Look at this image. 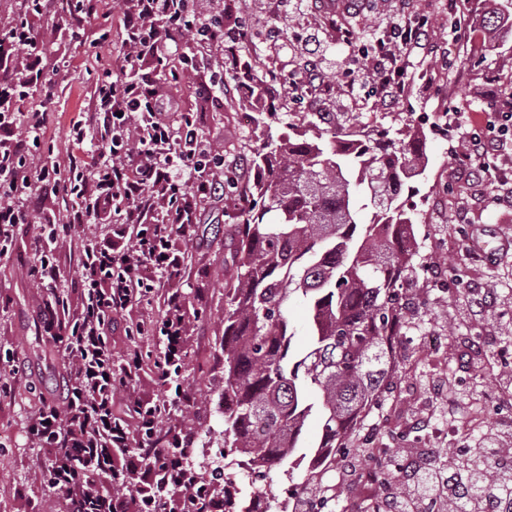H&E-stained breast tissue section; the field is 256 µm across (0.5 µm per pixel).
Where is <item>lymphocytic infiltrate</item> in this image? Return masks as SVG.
Returning a JSON list of instances; mask_svg holds the SVG:
<instances>
[{
    "instance_id": "f902f5d3",
    "label": "lymphocytic infiltrate",
    "mask_w": 512,
    "mask_h": 512,
    "mask_svg": "<svg viewBox=\"0 0 512 512\" xmlns=\"http://www.w3.org/2000/svg\"><path fill=\"white\" fill-rule=\"evenodd\" d=\"M123 44L120 79L104 71L97 79L94 112L87 123L73 129L76 142L94 134L92 160L69 157L50 164L35 160L30 136L42 129L43 113L18 120L11 108L22 100L34 79L35 62L46 37L34 34L28 22L0 20V31L13 46L26 48L23 60L5 67L0 78V242H8L18 225L35 224L40 234L66 242L75 224L87 232L77 252L79 288L83 304L71 321H63L57 299L43 300L37 310L40 328L57 337L77 386L68 401L41 412L32 430L48 446L66 449L74 466L57 471L52 479L61 495L86 475L82 466L92 449H107L106 467L117 475L135 476L141 485L155 487L154 497L143 503L144 512L178 500L175 484H157V469L172 466L171 451L155 449L152 456L128 455V423L112 416L118 391L112 377L113 312L128 308L145 286L142 272L152 269L166 280L179 277L181 258L170 245L175 235L186 234L202 203L223 193L231 175L213 164L207 144L199 135L198 116L186 111L170 121L161 104L170 82L182 74L201 73L198 87L204 104L220 106L228 95L224 78L227 45L246 43L245 23L224 12V0H123ZM428 19L391 21L385 40L365 53L366 67L385 98L398 100L411 86L409 57L423 48L429 35ZM189 39L194 49L182 71L166 70L171 43ZM496 116L478 112L469 130L461 134L460 155L479 181L499 184L503 172L496 147L512 142V94ZM498 121L500 139L491 143L478 126ZM65 191L63 211H50L46 199L33 195V187ZM116 224L112 237H99L101 224ZM402 469L408 492L394 500L390 512H423L439 507L455 495L458 470L432 465L422 448L405 451Z\"/></svg>"
}]
</instances>
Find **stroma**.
<instances>
[{
  "instance_id": "35a3bbf8",
  "label": "stroma",
  "mask_w": 512,
  "mask_h": 512,
  "mask_svg": "<svg viewBox=\"0 0 512 512\" xmlns=\"http://www.w3.org/2000/svg\"><path fill=\"white\" fill-rule=\"evenodd\" d=\"M271 0H240L238 16L252 26L249 44L225 59L224 74L238 81L246 72L300 74L320 44L326 62L325 94L310 100L285 94L279 82L266 84L269 101L283 108L284 134L318 110L337 123L373 138L415 128L427 136L428 165L403 194L414 218L419 251L405 282L411 306L392 339L395 371L388 390L348 444L350 456L372 448H466L496 427L506 409L498 382L512 373V210L496 205L495 190L472 181L456 162L459 123L474 112L497 111L512 90V27L488 32L489 9L512 13V0H471L470 40L454 41L448 26V0H369L359 14L338 15L326 0H288L286 11L272 12ZM428 17L430 40L412 55L413 85L402 99L374 96L362 58L335 26L342 17L356 36L384 34L400 16ZM82 30L83 44L70 39L50 44L38 63L40 78L14 111H46L38 151L52 160L73 150L70 129L93 110L95 82L103 58L95 42L108 31L113 51L121 49L118 0H99L97 13ZM245 98H228L221 109L198 115L199 129L214 151L240 174L232 193L215 196L200 209L189 236L172 239L182 256L176 285L184 298L183 347L167 364V339L160 333L167 313L166 291L154 288L112 317V362L131 370L126 390L112 403L116 418L127 419L129 402L163 407L159 425L187 434V462L217 466L229 456L224 420L214 407L222 382L220 343L224 335V290L236 278L235 225L243 188L253 178L250 149L264 129L242 123ZM35 226L20 227L11 259L0 260V371L16 370L13 394L0 396V512H47L42 488L48 450L29 426L43 402L61 400L69 365L59 343L41 333L36 310L48 292L23 269L33 261ZM468 395L469 410L458 422L447 404Z\"/></svg>"
}]
</instances>
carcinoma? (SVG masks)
<instances>
[{"label":"carcinoma","mask_w":512,"mask_h":512,"mask_svg":"<svg viewBox=\"0 0 512 512\" xmlns=\"http://www.w3.org/2000/svg\"><path fill=\"white\" fill-rule=\"evenodd\" d=\"M252 107L275 117L266 104V86L250 74ZM426 135L403 139L357 138L336 126L298 138L266 136L251 160L256 178L244 194L237 224L236 283L226 292L224 377L217 395L224 398V446L244 464L297 469L306 476L278 512H335L324 479L336 468V450L362 425L388 385L394 367L391 337L398 335L405 312L401 303L405 273L416 253L413 221L401 202L406 181L427 165ZM366 197L374 213L359 224L358 205ZM293 293L306 302L312 329L309 350H292L284 305ZM317 417V443L303 446L304 430ZM201 487L183 494L173 512H211L213 500L235 482L205 483L204 474L182 467ZM92 479L70 490L69 512H110L106 494L128 493L141 500L139 486L91 471ZM477 482L511 484L512 469L480 463Z\"/></svg>","instance_id":"obj_1"}]
</instances>
